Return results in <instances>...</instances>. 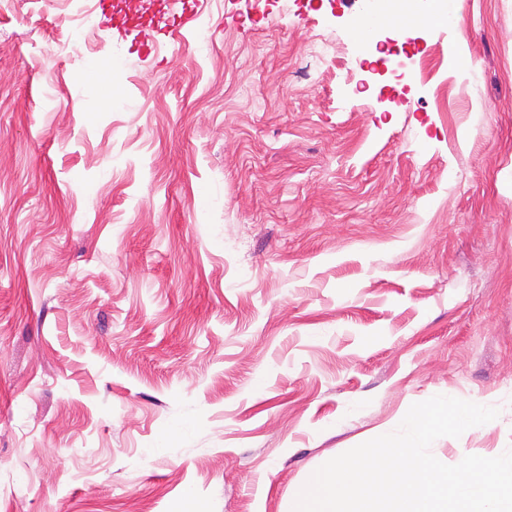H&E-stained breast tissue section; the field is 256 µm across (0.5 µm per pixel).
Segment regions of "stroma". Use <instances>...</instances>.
<instances>
[{"instance_id": "obj_1", "label": "stroma", "mask_w": 512, "mask_h": 512, "mask_svg": "<svg viewBox=\"0 0 512 512\" xmlns=\"http://www.w3.org/2000/svg\"><path fill=\"white\" fill-rule=\"evenodd\" d=\"M357 11L205 0L157 49L0 0V512H288L435 395L500 409L441 462L512 447V0L400 83Z\"/></svg>"}]
</instances>
